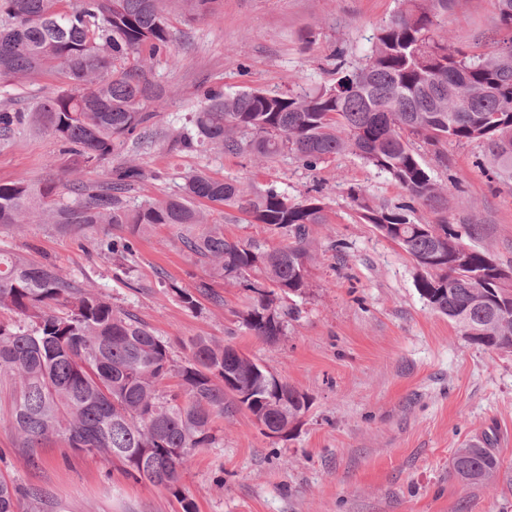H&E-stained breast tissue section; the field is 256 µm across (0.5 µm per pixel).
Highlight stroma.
<instances>
[{"mask_svg": "<svg viewBox=\"0 0 512 512\" xmlns=\"http://www.w3.org/2000/svg\"><path fill=\"white\" fill-rule=\"evenodd\" d=\"M397 0H221L217 17L184 24L171 14L170 55L148 61L163 91L147 101L155 113L142 142L84 171L100 182L113 165L134 160L147 175L131 201L177 191L179 173L202 169L245 186H275L293 201L321 190L327 221L313 227L312 289L301 317L274 342L251 335L237 314L248 293L220 280L218 301L188 308L180 291H193L208 266L160 226L138 239L124 266L101 254L98 239L122 236L102 224L83 233L30 224L0 227V249L51 263L76 284L91 283L113 306L132 312L166 341L174 359L190 339L226 341L311 401L291 437L265 436L244 412L221 421L224 440L194 452L183 475L198 512H512V355L468 344L447 317L431 310L415 285L410 257L373 225L361 221L346 190L359 186L377 200L401 202L387 175L351 154L308 170L292 157L265 162L175 144L185 117L206 90L243 88L296 93L331 84L337 49L347 64L370 51ZM497 25L495 0H456L441 33L470 54L486 52ZM54 78L0 84V108H27L55 89ZM448 164L425 161L448 196L447 211L417 204L422 224L440 220L473 230L468 242L512 268V188L486 176L478 143L447 146ZM52 138L25 132L0 139V180L37 183L62 178ZM212 222L231 238L278 243L266 226L249 224L231 207L207 204ZM345 245L336 259L330 242ZM12 387L0 381V478L46 489L67 512H181L166 491L126 478L117 460H98L50 442L13 445ZM486 442L500 461L496 478L466 485L450 474L455 449Z\"/></svg>", "mask_w": 512, "mask_h": 512, "instance_id": "1", "label": "stroma"}]
</instances>
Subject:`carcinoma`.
Returning a JSON list of instances; mask_svg holds the SVG:
<instances>
[{"label": "carcinoma", "mask_w": 512, "mask_h": 512, "mask_svg": "<svg viewBox=\"0 0 512 512\" xmlns=\"http://www.w3.org/2000/svg\"><path fill=\"white\" fill-rule=\"evenodd\" d=\"M220 0H0V82L54 76L58 85L27 109L0 108V136L28 129L53 138L69 175L110 159L126 139L160 117L144 112L156 97L145 61L170 52L169 15L191 23L218 14ZM455 0H399L361 66L336 53V80L296 94L245 88L209 90L179 136L187 149H218L258 160L292 156L309 170L350 153L387 174L405 194L377 204L366 189L348 196L359 217L397 243L417 270L415 287L466 342L497 352L512 347V308L493 297L512 295V278L496 275L488 255L464 243L453 225L412 220L414 203L443 206L414 139L432 147L477 142L497 182L512 188V37L470 55L438 34ZM500 28L512 33V0H497ZM146 177L127 161L106 181L61 186L0 181V226L21 230L52 224L83 232L100 224L124 227L126 237L99 240L101 251L130 256L135 241L157 225L204 260L210 279L243 285L250 301L243 327L267 342L299 317L293 303L310 287L312 226L326 223L316 196L295 203L271 186L244 189L201 170L183 173L179 192L129 203ZM235 207L248 223L285 238L270 245L224 236L199 207ZM0 376L15 394L10 427L23 448L55 440L93 458H114L124 474L168 491L182 512H197L182 478L190 452L210 448L216 420L246 412L252 421L288 436L309 407L307 394L283 383L281 395L256 364L224 342L196 338L186 360L134 314L117 309L94 286L75 287L47 263L0 251ZM175 385H170L172 379ZM499 468L483 445L454 451L452 474L467 485L490 483ZM60 512L49 493L0 479V512Z\"/></svg>", "instance_id": "obj_1"}]
</instances>
